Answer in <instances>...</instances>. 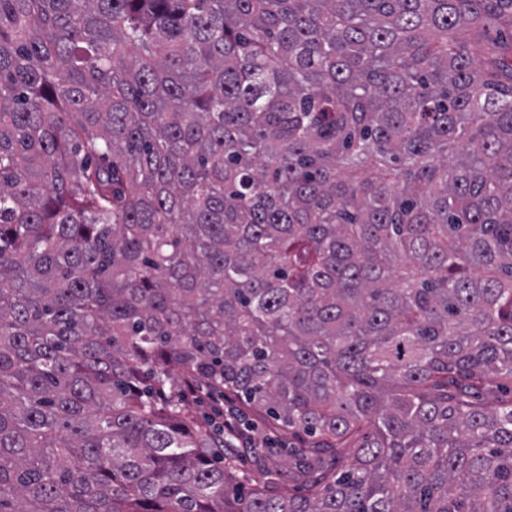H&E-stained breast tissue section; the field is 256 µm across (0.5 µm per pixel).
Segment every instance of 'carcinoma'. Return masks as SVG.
Masks as SVG:
<instances>
[{
	"mask_svg": "<svg viewBox=\"0 0 512 512\" xmlns=\"http://www.w3.org/2000/svg\"><path fill=\"white\" fill-rule=\"evenodd\" d=\"M512 0H0V512H512ZM302 438L238 499L173 398ZM191 393H195V388L190 387ZM191 393H187V399L184 400V404L189 406L190 409L195 413L200 422L206 425L207 431L210 433L218 434V426L221 428L224 419L228 416V410L234 406L233 399L225 398L211 395V398L204 397L202 395ZM224 408V417L222 414Z\"/></svg>",
	"mask_w": 512,
	"mask_h": 512,
	"instance_id": "1",
	"label": "carcinoma"
}]
</instances>
